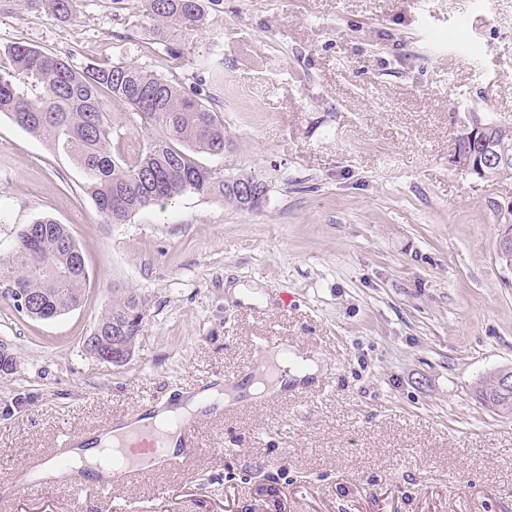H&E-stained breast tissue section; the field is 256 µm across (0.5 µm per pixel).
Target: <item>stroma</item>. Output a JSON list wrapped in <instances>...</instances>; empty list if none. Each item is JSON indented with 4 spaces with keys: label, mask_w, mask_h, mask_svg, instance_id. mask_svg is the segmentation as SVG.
Here are the masks:
<instances>
[{
    "label": "stroma",
    "mask_w": 512,
    "mask_h": 512,
    "mask_svg": "<svg viewBox=\"0 0 512 512\" xmlns=\"http://www.w3.org/2000/svg\"><path fill=\"white\" fill-rule=\"evenodd\" d=\"M0 0V44L131 63L185 89L222 71L224 153L267 186L241 210L194 193L107 223L77 164L0 115V255L26 224L66 225L90 271L81 304L33 320L0 296V483L64 434L253 364L287 338L316 376L202 418L195 465L87 512H512V415L474 390L512 369V267L498 254L512 179L450 167L470 114L512 120V0H223L172 62L126 0ZM146 295L121 366L82 350L114 288ZM0 512H75L58 479Z\"/></svg>",
    "instance_id": "1"
}]
</instances>
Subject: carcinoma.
<instances>
[{
  "mask_svg": "<svg viewBox=\"0 0 512 512\" xmlns=\"http://www.w3.org/2000/svg\"><path fill=\"white\" fill-rule=\"evenodd\" d=\"M76 0H47L61 21L78 25ZM142 17L164 40L172 31L200 32L209 10L223 0H139ZM9 68L0 69V114L70 156L81 169L82 190L106 221L125 224L139 211L162 205L183 193L218 197L242 210L261 198L247 199L240 185H264L252 174L224 176L195 155L224 154V122L199 88L187 92L171 81L133 64L102 63L83 69L68 58L20 42L0 47ZM120 103L128 112L112 111ZM462 155L504 159L482 165L480 177L512 178V122L490 120L485 133L472 136L463 126L456 140ZM89 278L84 259L65 225L44 216L27 225L12 251L0 256V285L23 288L42 300L43 314L55 318L80 304ZM147 298L128 288L112 289V300L97 321L140 336L139 313ZM496 375L476 391L479 402L512 414V395L497 393Z\"/></svg>",
  "mask_w": 512,
  "mask_h": 512,
  "instance_id": "carcinoma-1",
  "label": "carcinoma"
}]
</instances>
